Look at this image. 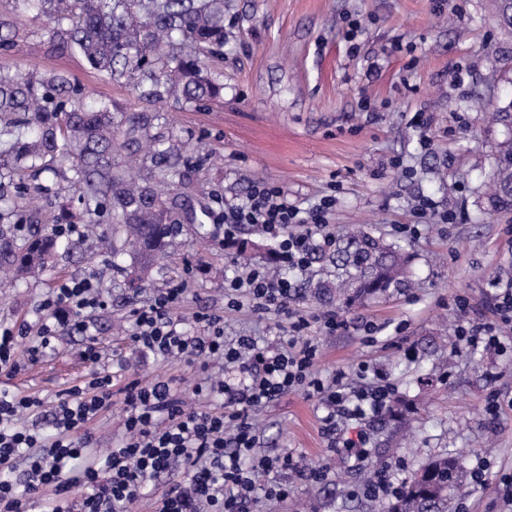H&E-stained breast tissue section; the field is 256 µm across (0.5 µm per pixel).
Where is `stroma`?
<instances>
[{"label":"stroma","mask_w":512,"mask_h":512,"mask_svg":"<svg viewBox=\"0 0 512 512\" xmlns=\"http://www.w3.org/2000/svg\"><path fill=\"white\" fill-rule=\"evenodd\" d=\"M236 24L224 48V100L201 108L165 106L181 131L191 163L200 167L191 190L195 205L214 195L245 197L254 182L283 188L289 203L308 208L335 195L332 225L369 224L376 234L405 244L414 288L350 307L305 295V278L291 274L294 306L305 313L331 311L335 334H315V372L347 375L355 387L361 369L367 383L384 378L394 389L392 407L408 420L414 447L388 414L345 424L347 436L367 432L365 458L344 448L329 450L315 400L291 390L253 413L254 456L291 452L309 467H326L314 480L276 473L287 499L268 498L259 478L248 512H372L376 501L361 494L370 472L404 479L440 455L471 472L478 457L491 460L484 485L463 481L456 512H512L500 479L512 475V332L502 351L454 346L458 326L499 325L496 304L512 286V220L484 203L496 145L507 130L491 112L512 99V31L499 26L491 0H233ZM30 32L18 46L0 51V70L29 65L67 74L89 99H110L141 111L132 86H118L78 57L50 53L39 31L44 18L20 11ZM359 21L350 32V21ZM368 99L370 110L359 102ZM453 212L452 224H423L417 235L399 232L414 222L419 199ZM234 248L211 229L184 232L168 268L142 287H129L110 257L82 238L59 253L52 268L0 288V324L35 326L37 307L62 279L93 278L103 307L85 312L89 330L62 335L55 351L27 360L20 339L21 371H0V390L43 399L42 430H49L53 402L94 371L81 358L90 345L103 352L112 374V399L94 425V456L115 447L125 415L123 387L150 381L161 371L177 379L175 391L192 400L199 376L183 361L163 364L133 344L131 313L171 282L187 283L179 311L183 329L195 333V311L224 315V340L248 336L259 343H287L280 319L250 305L226 307ZM501 409L485 413L490 394Z\"/></svg>","instance_id":"35a3bbf8"}]
</instances>
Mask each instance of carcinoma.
<instances>
[{"instance_id": "1", "label": "carcinoma", "mask_w": 512, "mask_h": 512, "mask_svg": "<svg viewBox=\"0 0 512 512\" xmlns=\"http://www.w3.org/2000/svg\"><path fill=\"white\" fill-rule=\"evenodd\" d=\"M47 19L41 37L49 51L77 55L115 83L133 86L152 109L123 112L110 101H89L67 75L36 68L0 72V181L34 195L76 197L80 223L99 224L112 240V269L136 285L164 268L169 248L188 229L203 228L210 211L184 189L196 168L184 157L157 106L217 102L224 81L208 62L224 59L231 0H21ZM28 36L13 12L0 11V50ZM489 210L512 214V137L496 150ZM28 220L0 196V272L18 278L44 268L69 242L37 232L16 245L6 224ZM308 293L345 306L411 287L409 255L398 243L354 224L317 250ZM461 491L458 460L437 456L403 481L383 512H452Z\"/></svg>"}]
</instances>
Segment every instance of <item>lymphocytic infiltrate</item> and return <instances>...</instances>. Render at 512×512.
Masks as SVG:
<instances>
[{"label":"lymphocytic infiltrate","mask_w":512,"mask_h":512,"mask_svg":"<svg viewBox=\"0 0 512 512\" xmlns=\"http://www.w3.org/2000/svg\"><path fill=\"white\" fill-rule=\"evenodd\" d=\"M214 202L211 221L224 240H233L244 225H255L274 241L279 261L301 274L309 269L314 249L334 239L329 224L336 206L332 195L304 212L288 203L281 187L259 182L243 203L229 204L219 196ZM229 286L245 291L255 309L289 312L293 285L288 278H273L252 268L234 277ZM185 292L184 282L172 283L134 310L131 338L153 356L195 362L204 373L211 360L220 361V378L195 385L193 392L201 400L221 396L222 406H187L174 392L173 377L165 373L146 383L130 380L124 387L123 442L100 465L91 456L93 425L110 405L111 375L96 372L67 389L54 408L49 434L19 423L22 415L37 414L42 406L38 397L0 392V512H30L37 502L46 504L48 512H128L146 482L161 474L168 475L169 488L158 512H245L258 474L303 468L290 454L250 459L257 443L251 411L297 387L323 409L321 430L329 447L366 446V432L350 438L340 424L382 414L390 388L379 385L349 392L343 374L328 381L313 377L318 346L307 336L311 319L298 316L289 322L290 340L284 347H261L246 336L229 346L219 314L196 312V335L180 330L175 311ZM101 305L90 281H59L39 306L29 360H38L59 335L86 331L83 313ZM176 462L182 465L178 474L171 471Z\"/></svg>","instance_id":"obj_1"}]
</instances>
